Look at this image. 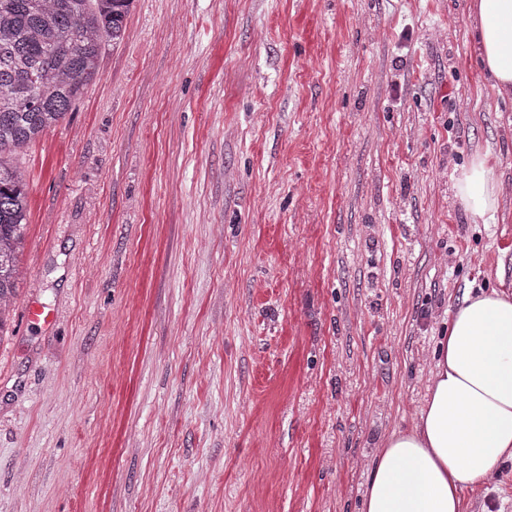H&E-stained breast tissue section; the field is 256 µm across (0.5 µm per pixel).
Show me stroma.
Wrapping results in <instances>:
<instances>
[{
	"label": "stroma",
	"mask_w": 512,
	"mask_h": 512,
	"mask_svg": "<svg viewBox=\"0 0 512 512\" xmlns=\"http://www.w3.org/2000/svg\"><path fill=\"white\" fill-rule=\"evenodd\" d=\"M470 3L133 0L16 160L0 512H358L444 321L512 291V98ZM478 154L492 224L455 196ZM464 512H512V462Z\"/></svg>",
	"instance_id": "35a3bbf8"
}]
</instances>
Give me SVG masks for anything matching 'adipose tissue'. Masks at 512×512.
I'll use <instances>...</instances> for the list:
<instances>
[{
    "instance_id": "ef3b65f1",
    "label": "adipose tissue",
    "mask_w": 512,
    "mask_h": 512,
    "mask_svg": "<svg viewBox=\"0 0 512 512\" xmlns=\"http://www.w3.org/2000/svg\"><path fill=\"white\" fill-rule=\"evenodd\" d=\"M479 61L498 94L512 95V0H473ZM473 222L489 223L499 186L486 158L456 182ZM416 420L385 435L361 512H462L466 491L512 460V295L466 294L435 351Z\"/></svg>"
}]
</instances>
